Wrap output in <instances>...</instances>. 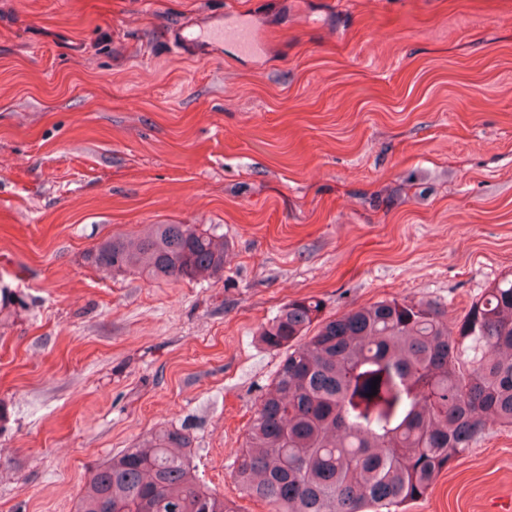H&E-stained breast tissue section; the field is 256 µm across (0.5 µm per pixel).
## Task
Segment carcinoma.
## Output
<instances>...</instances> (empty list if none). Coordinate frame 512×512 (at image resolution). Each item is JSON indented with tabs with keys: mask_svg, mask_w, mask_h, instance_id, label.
<instances>
[{
	"mask_svg": "<svg viewBox=\"0 0 512 512\" xmlns=\"http://www.w3.org/2000/svg\"><path fill=\"white\" fill-rule=\"evenodd\" d=\"M224 238L152 224L132 246L112 236L85 256L112 272L195 280L224 272ZM316 297L262 329L287 349L261 394L232 478L271 512H399L493 420L512 426V274L460 321L424 299L381 300L340 317ZM377 394L371 395L374 378ZM190 429H161L90 474L78 512H235L190 465Z\"/></svg>",
	"mask_w": 512,
	"mask_h": 512,
	"instance_id": "1",
	"label": "carcinoma"
}]
</instances>
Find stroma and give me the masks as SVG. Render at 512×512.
<instances>
[{
    "mask_svg": "<svg viewBox=\"0 0 512 512\" xmlns=\"http://www.w3.org/2000/svg\"><path fill=\"white\" fill-rule=\"evenodd\" d=\"M246 20L254 55L214 45ZM151 224L223 234L194 282L86 253ZM512 274V0H0V512H77L164 427L231 472L283 352L258 330ZM403 512H512V427Z\"/></svg>",
    "mask_w": 512,
    "mask_h": 512,
    "instance_id": "stroma-1",
    "label": "stroma"
}]
</instances>
